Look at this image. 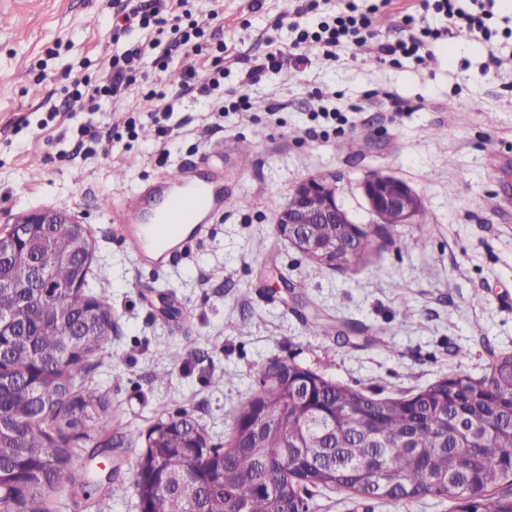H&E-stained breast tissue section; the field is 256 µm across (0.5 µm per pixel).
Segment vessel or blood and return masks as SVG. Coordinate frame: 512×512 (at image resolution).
Segmentation results:
<instances>
[{
    "mask_svg": "<svg viewBox=\"0 0 512 512\" xmlns=\"http://www.w3.org/2000/svg\"><path fill=\"white\" fill-rule=\"evenodd\" d=\"M157 206L130 205L120 233L136 260L160 261L187 240L203 233V216L224 202L220 181L192 180L183 171L165 174L156 186Z\"/></svg>",
    "mask_w": 512,
    "mask_h": 512,
    "instance_id": "b4317fda",
    "label": "vessel or blood"
}]
</instances>
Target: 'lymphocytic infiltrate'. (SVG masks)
<instances>
[{
  "label": "lymphocytic infiltrate",
  "mask_w": 512,
  "mask_h": 512,
  "mask_svg": "<svg viewBox=\"0 0 512 512\" xmlns=\"http://www.w3.org/2000/svg\"><path fill=\"white\" fill-rule=\"evenodd\" d=\"M188 0H153L151 12H143L138 0H132L124 19L131 26L146 30L145 39L130 44H122L125 29H117L113 42L119 48L111 57L114 70L109 82L103 86H88L83 92L72 97L69 108L74 112H85L99 108L104 97L118 99L135 84L145 60L154 64L167 65L174 51L184 48L201 54V41L205 36L204 28L192 19L187 11ZM318 0H297L288 22V27L296 34L291 49L305 45L314 46L318 54L327 61H336L338 52L345 47L361 45L370 39L378 40L381 58L397 55L422 56L431 43L438 39L461 35L485 33L486 27L481 16L467 15L454 8L453 0H420L403 16L400 38L389 41L380 39L374 19L377 6L359 9L355 0H344V7L330 20L320 22L317 29H310L307 19L315 14ZM438 14L445 18L444 26H432L429 14Z\"/></svg>",
  "instance_id": "lymphocytic-infiltrate-1"
}]
</instances>
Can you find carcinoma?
Here are the masks:
<instances>
[{
    "label": "carcinoma",
    "instance_id": "cac0c4a2",
    "mask_svg": "<svg viewBox=\"0 0 512 512\" xmlns=\"http://www.w3.org/2000/svg\"><path fill=\"white\" fill-rule=\"evenodd\" d=\"M306 230L324 241L336 224ZM83 224H50L0 259V512H54L58 495L92 503L100 490L69 469L80 445L112 455L116 415L88 384L112 329L105 295L88 289L95 245L73 251ZM336 246V267L366 262ZM230 414L227 448L208 446L184 414L146 435L134 486L141 512H308L318 490L404 502L448 498L457 512H512V354L479 378L455 374L408 397H376L290 363ZM92 425H87V422ZM190 480L196 494L178 485Z\"/></svg>",
    "mask_w": 512,
    "mask_h": 512
}]
</instances>
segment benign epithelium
I'll list each match as a JSON object with an SVG mask.
<instances>
[{
  "label": "benign epithelium",
  "instance_id": "7a95c632",
  "mask_svg": "<svg viewBox=\"0 0 512 512\" xmlns=\"http://www.w3.org/2000/svg\"><path fill=\"white\" fill-rule=\"evenodd\" d=\"M363 195L376 223L383 228L395 224H417L423 203L404 181L385 174L368 176L362 184ZM74 217L59 209H37L19 213L12 219L9 231L23 237L29 228L39 224H73ZM346 224L355 221L338 203L335 192L321 179L301 182L292 197L279 209L277 235L302 254L319 251L320 259L329 262L328 251L316 249L313 242L295 233L296 224Z\"/></svg>",
  "mask_w": 512,
  "mask_h": 512
}]
</instances>
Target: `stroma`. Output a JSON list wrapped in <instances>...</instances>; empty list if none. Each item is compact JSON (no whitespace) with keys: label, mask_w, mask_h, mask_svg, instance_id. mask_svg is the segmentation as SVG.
<instances>
[{"label":"stroma","mask_w":512,"mask_h":512,"mask_svg":"<svg viewBox=\"0 0 512 512\" xmlns=\"http://www.w3.org/2000/svg\"><path fill=\"white\" fill-rule=\"evenodd\" d=\"M457 4L481 14L492 38L438 40L420 63L380 62L374 42L342 49L333 63L312 53L288 59L248 86L251 108L225 110L226 90L252 58L292 39L272 26L289 0H189L208 24L202 56L222 57L224 78L211 95L175 105L173 132L161 143L150 92L182 81L183 52L167 69L148 66L126 98L73 121L67 101L77 82L110 75L119 0H0V231L21 212L48 208L88 227L90 287L112 305L90 380L130 438L124 493L90 511L82 498L66 499L60 512H139L134 476L157 418L189 414L210 444L227 445L231 410L270 361L397 397L451 374L483 376L497 356L512 354V8ZM386 90L410 111L392 112ZM319 112L338 119L322 123ZM81 123L106 133L89 158L72 154ZM179 167L226 171L224 207L171 257L135 262L117 237L112 202ZM374 172L406 182L428 218L394 228L366 263L321 267L277 236L280 206L311 177L332 184L343 208L370 223L361 182ZM174 346L183 350L175 363L167 356ZM309 512H455V503L324 490Z\"/></svg>","instance_id":"35a3bbf8"}]
</instances>
